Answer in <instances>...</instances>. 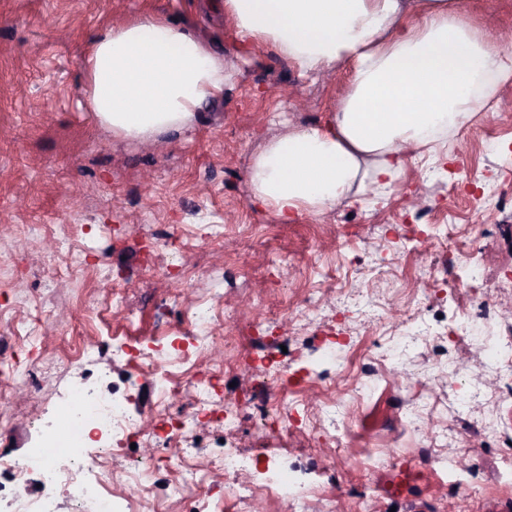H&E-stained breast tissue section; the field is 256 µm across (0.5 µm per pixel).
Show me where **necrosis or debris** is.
Here are the masks:
<instances>
[{
    "mask_svg": "<svg viewBox=\"0 0 512 512\" xmlns=\"http://www.w3.org/2000/svg\"><path fill=\"white\" fill-rule=\"evenodd\" d=\"M212 311L207 300L197 301L192 312L191 347L175 352V363L183 367L181 373L166 369L151 352L143 350L137 355L139 366L156 380L162 396L178 395L180 388L185 386L195 391L193 411L189 416L168 420L153 429L155 445L161 447L170 460H183L181 445L200 423L224 426L234 419L231 407L220 399V390L212 374L197 368L193 362L194 357L207 354L214 345ZM66 407L60 426L51 428L27 459L19 461L0 454V492L6 484L24 482L30 468L36 466L45 483L71 487L75 499L92 504L95 512H161L164 500L170 497L178 498L189 512H204L199 484L194 480L168 483L157 477L147 484L133 474L128 479L129 495L112 492L104 482L95 478L94 473L113 449L140 440L141 426L126 417L120 402L101 400L79 387L69 388ZM259 493L284 505L306 503L318 495L317 490L288 474L264 471L258 478L239 485L235 497L239 505L245 507Z\"/></svg>",
    "mask_w": 512,
    "mask_h": 512,
    "instance_id": "1",
    "label": "necrosis or debris"
}]
</instances>
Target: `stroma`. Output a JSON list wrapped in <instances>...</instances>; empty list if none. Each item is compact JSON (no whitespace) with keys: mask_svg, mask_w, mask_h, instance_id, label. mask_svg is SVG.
Wrapping results in <instances>:
<instances>
[{"mask_svg":"<svg viewBox=\"0 0 512 512\" xmlns=\"http://www.w3.org/2000/svg\"><path fill=\"white\" fill-rule=\"evenodd\" d=\"M454 2L488 37L512 29V0ZM142 15L188 25L232 68L223 96L189 130L163 134L160 151L113 137L86 104L91 38ZM348 80L341 67L300 76L269 44L245 48L224 0H0V254L16 261L0 273V348L18 351L0 393L12 411L1 452L37 447L75 383L125 398L147 430L162 414H189L192 393L161 405L116 349L139 342L165 360L162 337L187 332L185 312L203 297L232 312L215 320L205 366L239 412L187 440L206 501L235 512L209 467L215 452L256 463L271 447L322 499H256L254 512H512V81L448 135L442 156L408 163L391 188L283 222L252 202L253 162L292 126L323 122ZM478 294L493 316L455 341ZM81 343L89 357L61 364ZM381 351L379 374L359 376ZM264 357L294 419L280 439L261 422ZM32 359L35 393L24 385ZM333 420L354 424L348 447L323 437ZM381 448L392 449L390 466L366 470Z\"/></svg>","mask_w":512,"mask_h":512,"instance_id":"stroma-1","label":"stroma"}]
</instances>
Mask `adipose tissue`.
<instances>
[{
  "label": "adipose tissue",
  "instance_id": "obj_1",
  "mask_svg": "<svg viewBox=\"0 0 512 512\" xmlns=\"http://www.w3.org/2000/svg\"><path fill=\"white\" fill-rule=\"evenodd\" d=\"M236 35L269 43L304 73L344 64L352 79L326 123L267 142L253 197L283 220L320 215L367 184L390 185L414 152L433 151L512 81V54L488 49L451 0H224ZM420 20L405 25L404 10ZM82 68L88 108L113 136L149 141L191 127L222 97L223 52L185 25L143 16L99 32Z\"/></svg>",
  "mask_w": 512,
  "mask_h": 512
}]
</instances>
